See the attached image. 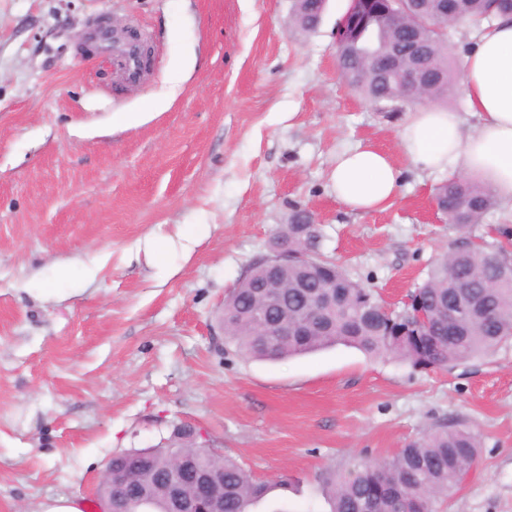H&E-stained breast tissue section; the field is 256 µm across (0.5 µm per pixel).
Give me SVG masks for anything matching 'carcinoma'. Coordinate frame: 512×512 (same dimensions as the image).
<instances>
[{
    "label": "carcinoma",
    "mask_w": 512,
    "mask_h": 512,
    "mask_svg": "<svg viewBox=\"0 0 512 512\" xmlns=\"http://www.w3.org/2000/svg\"><path fill=\"white\" fill-rule=\"evenodd\" d=\"M291 17L302 19L291 30L314 31L322 21L326 0H293ZM386 0H375L377 18L372 27L348 36L338 48L343 76L364 100L375 106L410 105L402 84L393 77L423 57L421 77L428 100L448 96L461 74L450 60L446 35L432 28V20L443 16L479 26L497 16L512 14V0H421L413 28L400 30L388 24ZM440 214L460 234L466 250L454 247L438 256L424 282L408 293L427 310L426 330L437 347L434 367L446 369L478 355L493 352L512 339V250L509 232L492 244L467 237L468 230L484 222L495 210L497 199L490 188L471 178L452 177L434 188ZM315 266L335 272L336 305L320 312L330 328L308 335L269 336L257 324L247 323L263 305L259 289L253 287L256 264L248 266L237 285L224 296V344L245 357L280 360L308 354L337 344L355 347L381 359L406 362L426 368V359L407 340L395 343L393 332L413 320L414 306L385 307L380 295L322 255ZM319 276L308 277L306 288L278 289L279 303L270 310L274 319L288 318L299 326L317 307ZM455 304L480 305L490 317L459 322L448 313ZM480 441L458 424H440L408 442L389 458L362 460L339 472L326 469L320 476L330 512H438L448 493L458 490L478 462ZM173 448H141L112 459V470L131 475L153 492V509L163 507L162 479ZM224 471V512H250L259 505L269 486L257 482L232 458H221Z\"/></svg>",
    "instance_id": "carcinoma-1"
}]
</instances>
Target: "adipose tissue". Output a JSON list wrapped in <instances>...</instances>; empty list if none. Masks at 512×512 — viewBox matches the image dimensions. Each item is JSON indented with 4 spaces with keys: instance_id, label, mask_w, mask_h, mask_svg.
<instances>
[{
    "instance_id": "obj_1",
    "label": "adipose tissue",
    "mask_w": 512,
    "mask_h": 512,
    "mask_svg": "<svg viewBox=\"0 0 512 512\" xmlns=\"http://www.w3.org/2000/svg\"><path fill=\"white\" fill-rule=\"evenodd\" d=\"M471 38L476 47L462 59L466 112L414 110L398 138L420 171L479 178L512 206V16L483 26ZM331 182L337 201L350 210L383 211L399 193L402 171L388 153L366 142L337 156Z\"/></svg>"
}]
</instances>
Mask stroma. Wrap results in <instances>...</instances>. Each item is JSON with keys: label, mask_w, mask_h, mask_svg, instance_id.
Here are the masks:
<instances>
[{"label": "stroma", "mask_w": 512, "mask_h": 512, "mask_svg": "<svg viewBox=\"0 0 512 512\" xmlns=\"http://www.w3.org/2000/svg\"><path fill=\"white\" fill-rule=\"evenodd\" d=\"M292 0H0V512L94 500L116 452L175 424L269 485L261 512H329L319 474L393 455L442 423L479 435L445 512H512V341L448 370L338 345L276 362L217 352L225 294L293 210L323 253L399 307L454 247L433 204L441 174L404 167L387 210L337 202L339 152L369 141L402 161L404 113L364 101ZM154 48L120 87L85 50L98 22ZM188 79L162 108L170 71ZM168 240L158 268L148 237Z\"/></svg>", "instance_id": "35a3bbf8"}]
</instances>
